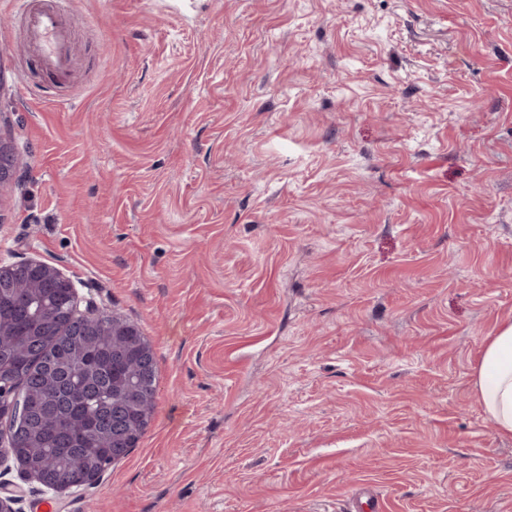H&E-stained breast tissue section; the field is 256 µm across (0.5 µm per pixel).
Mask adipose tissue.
Returning <instances> with one entry per match:
<instances>
[{
    "mask_svg": "<svg viewBox=\"0 0 512 512\" xmlns=\"http://www.w3.org/2000/svg\"><path fill=\"white\" fill-rule=\"evenodd\" d=\"M473 386L495 430L512 436V321L488 337L473 370Z\"/></svg>",
    "mask_w": 512,
    "mask_h": 512,
    "instance_id": "adipose-tissue-1",
    "label": "adipose tissue"
}]
</instances>
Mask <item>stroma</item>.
Returning a JSON list of instances; mask_svg holds the SVG:
<instances>
[{
	"instance_id": "1",
	"label": "stroma",
	"mask_w": 512,
	"mask_h": 512,
	"mask_svg": "<svg viewBox=\"0 0 512 512\" xmlns=\"http://www.w3.org/2000/svg\"><path fill=\"white\" fill-rule=\"evenodd\" d=\"M50 94L0 0V259L138 325L156 406L15 512H512L473 390L512 320V0H65Z\"/></svg>"
}]
</instances>
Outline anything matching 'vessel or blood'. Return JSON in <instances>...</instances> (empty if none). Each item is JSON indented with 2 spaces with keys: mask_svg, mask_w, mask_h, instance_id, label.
I'll return each instance as SVG.
<instances>
[{
  "mask_svg": "<svg viewBox=\"0 0 512 512\" xmlns=\"http://www.w3.org/2000/svg\"><path fill=\"white\" fill-rule=\"evenodd\" d=\"M16 4L24 21L27 43L37 49L34 67L45 75L64 72L68 64V35L59 10L39 4L38 0H16Z\"/></svg>",
  "mask_w": 512,
  "mask_h": 512,
  "instance_id": "obj_1",
  "label": "vessel or blood"
}]
</instances>
